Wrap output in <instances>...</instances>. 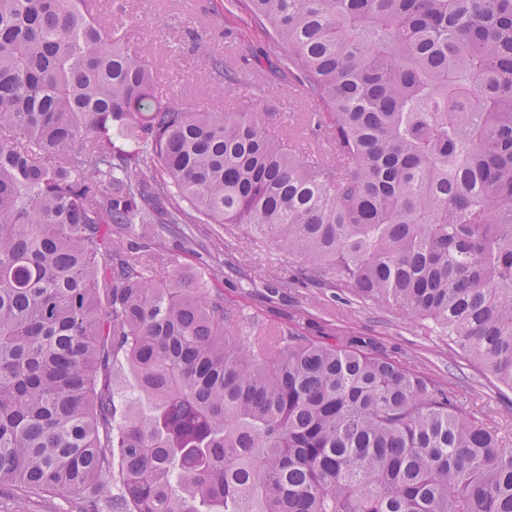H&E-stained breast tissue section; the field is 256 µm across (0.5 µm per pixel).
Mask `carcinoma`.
<instances>
[{
    "label": "carcinoma",
    "mask_w": 512,
    "mask_h": 512,
    "mask_svg": "<svg viewBox=\"0 0 512 512\" xmlns=\"http://www.w3.org/2000/svg\"><path fill=\"white\" fill-rule=\"evenodd\" d=\"M333 143L165 104L90 0H0V488L67 512H512V446L369 337L264 340L132 224H244L512 390V0H246ZM118 131L132 143L112 141Z\"/></svg>",
    "instance_id": "1"
}]
</instances>
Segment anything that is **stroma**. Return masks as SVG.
Listing matches in <instances>:
<instances>
[{"label":"stroma","instance_id":"obj_1","mask_svg":"<svg viewBox=\"0 0 512 512\" xmlns=\"http://www.w3.org/2000/svg\"><path fill=\"white\" fill-rule=\"evenodd\" d=\"M227 0H102L101 13L113 21L137 17L128 33L158 74L160 100L178 97L188 107L218 111L259 112L282 147L327 155L331 143L311 138L304 125L313 102L293 95L294 83L280 74L281 50L265 30L247 21L243 8L226 11ZM237 73L228 84L226 70ZM127 241L150 253L175 258L188 280L211 269L224 277L209 281L227 303L240 306L256 333L287 331L300 325L310 337L335 328L371 337L393 357L411 361L440 386L453 392L458 406L495 426L512 444V391L451 354L447 337L413 325L401 313L375 307L333 283L312 282L301 261L287 249L253 237L239 224H191L175 237L158 227L134 225Z\"/></svg>","mask_w":512,"mask_h":512}]
</instances>
